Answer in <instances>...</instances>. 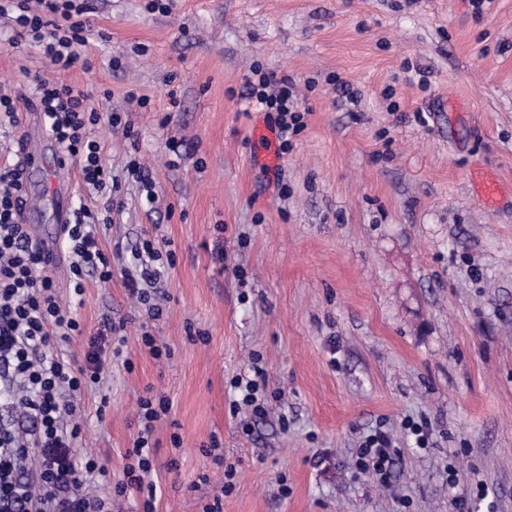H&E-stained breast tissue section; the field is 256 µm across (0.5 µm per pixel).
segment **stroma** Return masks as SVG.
Instances as JSON below:
<instances>
[{
	"mask_svg": "<svg viewBox=\"0 0 512 512\" xmlns=\"http://www.w3.org/2000/svg\"><path fill=\"white\" fill-rule=\"evenodd\" d=\"M89 5L93 68L59 79L136 135L96 131L123 209L98 233L112 278L86 280L85 333L62 349L82 366L103 316L124 325L121 356L74 400L102 492L123 478L140 398L163 395L154 512H512V195L486 207L467 179L477 166L512 184V0ZM12 35L0 21V89L18 93L51 70ZM255 66L289 76L306 112L271 169L251 128L273 118L241 99ZM146 237L174 252L156 320L121 272ZM255 364L282 393L261 419L230 410V379ZM407 419L428 423L429 448ZM379 427L401 450L389 490L354 467Z\"/></svg>",
	"mask_w": 512,
	"mask_h": 512,
	"instance_id": "stroma-1",
	"label": "stroma"
}]
</instances>
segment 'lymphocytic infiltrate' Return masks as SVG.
I'll return each mask as SVG.
<instances>
[{"label":"lymphocytic infiltrate","instance_id":"lymphocytic-infiltrate-1","mask_svg":"<svg viewBox=\"0 0 512 512\" xmlns=\"http://www.w3.org/2000/svg\"><path fill=\"white\" fill-rule=\"evenodd\" d=\"M89 11L87 0H0V18L9 19L17 37L37 47L44 61L60 72L92 67L81 52L91 29ZM246 89L249 105L276 113L281 137L304 128L291 79L257 67ZM31 91L63 159L79 166L89 195L111 194L112 171L102 161L94 130L121 126V115L102 111L80 87L38 75ZM23 195L17 167L0 165V512H112L111 497L85 488L88 479L107 477L109 470L94 455L81 452L82 426L72 416L76 395L100 383L106 372L114 326L111 318H104L90 339L85 366L72 368L61 349L82 335L83 328L73 306L60 301L29 227L21 221ZM111 221L110 214H98L82 203L65 225L62 241L70 258L72 298L83 295L87 272L96 273L100 281L111 280L112 263L97 240L98 226ZM140 253L139 267L125 274L126 285L144 304L148 318L156 320L163 309L149 301L147 290L160 277L162 252L147 239ZM230 387L232 408L248 407L256 417L266 414L262 368L233 377ZM170 409L164 397L146 396L138 404L139 430L127 452L118 492H146L144 512H154L156 499V486L148 481L155 449L152 434ZM399 455L390 434L378 428L357 448L356 468L385 485Z\"/></svg>","mask_w":512,"mask_h":512}]
</instances>
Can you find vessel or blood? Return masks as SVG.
Listing matches in <instances>:
<instances>
[{
	"instance_id": "obj_1",
	"label": "vessel or blood",
	"mask_w": 512,
	"mask_h": 512,
	"mask_svg": "<svg viewBox=\"0 0 512 512\" xmlns=\"http://www.w3.org/2000/svg\"><path fill=\"white\" fill-rule=\"evenodd\" d=\"M22 179H29L32 171H39L42 180L56 204V224L51 234H36L34 240L42 252L47 269H56L62 260L60 243L65 224L71 220V183L61 161L59 150L40 154L32 150L28 139L17 143ZM469 180L477 195L487 207H495L503 195V184L492 174L479 169L471 170Z\"/></svg>"
}]
</instances>
